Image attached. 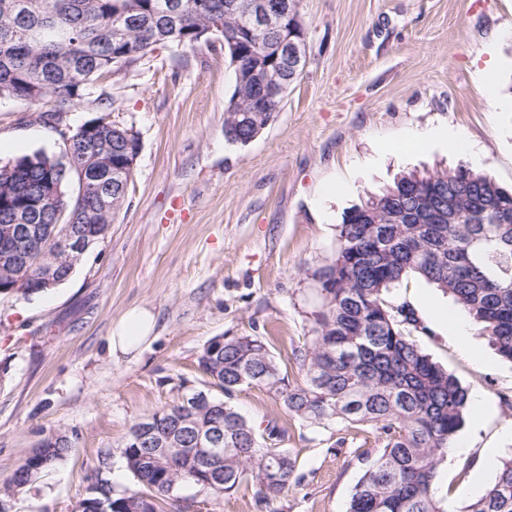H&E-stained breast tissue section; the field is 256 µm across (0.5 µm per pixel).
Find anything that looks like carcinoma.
<instances>
[{
    "label": "carcinoma",
    "instance_id": "cac0c4a2",
    "mask_svg": "<svg viewBox=\"0 0 512 512\" xmlns=\"http://www.w3.org/2000/svg\"><path fill=\"white\" fill-rule=\"evenodd\" d=\"M234 0H0V98L26 101L40 95L59 108L83 95L98 79L159 46L192 47L214 29L224 40L233 69L274 46L275 35L241 33ZM269 79L283 92L260 98L273 115L293 84L283 71ZM252 91L235 83L225 107L224 138L244 145L253 134L245 115ZM124 126L101 127L98 166L116 168L128 144ZM80 159L67 154L22 156L0 167V195L34 192L50 179L60 188V227L80 224L97 243L110 229L127 193L112 208H97L95 191L82 188ZM436 191L458 215L453 224L427 218L424 202ZM512 191L470 168L409 173L348 211L333 259L315 271L320 308L311 335L292 358L277 356L263 336H217L197 363L209 404L177 399L135 422L122 442V458L136 488L114 489L111 454L101 457L76 512H176L180 492L192 487L205 497L251 493L255 512L302 485L297 456L285 447L287 430L271 419L263 427L235 405L245 389L265 391L304 427L373 428L379 448L361 458L347 512H444L437 499L441 464L471 408L469 392L408 337L419 328L414 310L392 305L391 290L410 277L440 291L481 325L498 356L512 363ZM53 265L64 280L74 269L48 248L15 269L0 271V293L41 294L36 266ZM296 365L301 379H291ZM219 431L222 454L214 469L200 468L203 449L190 447L197 433ZM71 447L62 432L44 437L0 487V503L36 482ZM462 512H512V457L494 481Z\"/></svg>",
    "mask_w": 512,
    "mask_h": 512
}]
</instances>
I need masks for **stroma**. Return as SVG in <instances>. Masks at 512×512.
Listing matches in <instances>:
<instances>
[{
  "instance_id": "1",
  "label": "stroma",
  "mask_w": 512,
  "mask_h": 512,
  "mask_svg": "<svg viewBox=\"0 0 512 512\" xmlns=\"http://www.w3.org/2000/svg\"><path fill=\"white\" fill-rule=\"evenodd\" d=\"M307 57L266 129L240 146L224 139L234 73L217 39L158 48L88 88L56 123L0 99V166L37 152L61 156L59 129L106 116L141 140L125 206L109 236L70 280L28 299L0 294V484L45 435L71 446L10 512H74L111 453L117 490L133 487L121 443L131 425L169 404L217 336L258 335L275 353L302 345L319 306L312 274L330 262L347 210L411 171L478 167L512 188V0H300ZM430 134L408 153L404 140ZM473 148L471 158L457 152ZM425 329L411 338L489 412H469L440 468L447 512L479 497L496 469L486 449L512 453V364L474 322L417 279L392 290ZM134 309L154 328L135 350L112 352ZM470 334L461 342L460 330ZM255 422L278 420L306 476L282 512H346L359 452L374 432L312 429L265 391L238 393Z\"/></svg>"
}]
</instances>
